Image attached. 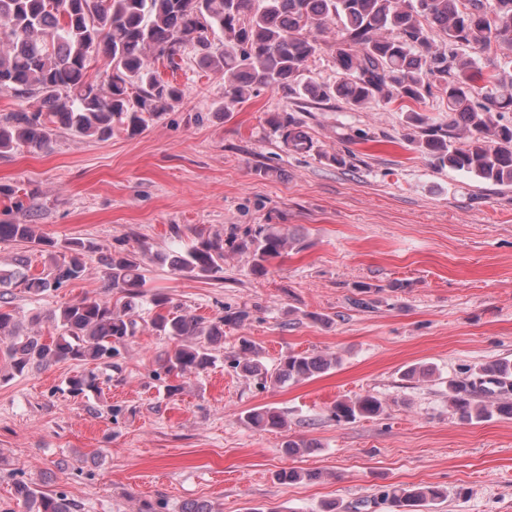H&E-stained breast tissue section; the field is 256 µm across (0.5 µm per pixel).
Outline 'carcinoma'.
<instances>
[{
    "mask_svg": "<svg viewBox=\"0 0 512 512\" xmlns=\"http://www.w3.org/2000/svg\"><path fill=\"white\" fill-rule=\"evenodd\" d=\"M328 24L340 27L343 36L334 55L340 79L316 85L303 71L319 50L316 32ZM430 28L442 33L445 46L431 42ZM216 31L224 34L219 52L210 41ZM494 43L512 47V0H0V92L35 100L0 118V154L19 147L45 151L60 133L107 141L117 126L131 134L143 131L183 98V90L164 80L155 64H174L191 47L208 68L224 74V98L232 103L246 101L259 87L354 107L421 101L436 91L447 102V123L429 124L413 110L407 116L422 129L419 151L436 167L512 185V126L497 119L512 110V74L486 72L475 57ZM98 61L105 69L102 80L91 73ZM285 144L294 152L310 147L307 133L293 120ZM0 202L24 208L19 190L9 185H0ZM2 240L29 243L45 261L37 275L20 272L24 261L17 270L0 269V287L38 295L88 274L90 242L58 244L33 224L1 223ZM291 244L277 225L262 224L237 248L249 252L253 270L263 273ZM99 261L106 269L105 287L119 297L114 302L86 297L61 307L52 315L57 336L49 341L21 333L14 315L0 309V345L15 372L65 360L112 366L117 345L137 332L146 266L166 264L175 272L222 280L224 238L200 231L181 252L107 251ZM151 302L158 311L150 329L173 342L163 369L175 378L207 371L224 327H239L247 317L244 311L228 312L210 322L173 311L164 294H153ZM337 364L334 354L291 352L271 370L247 336L239 337L234 358L240 376L272 387L309 380ZM96 386L93 373L69 380L75 395ZM447 387L448 403L463 423L512 418V359L466 371ZM382 411L381 400L366 394L336 402L332 415L352 422ZM241 420L258 430L285 425L280 411L269 406L252 409ZM318 477L296 469L277 475L285 484ZM14 495L27 512H78L72 499L24 481L14 484ZM446 498L431 486L394 487L383 494L397 512H419Z\"/></svg>",
    "mask_w": 512,
    "mask_h": 512,
    "instance_id": "cac0c4a2",
    "label": "carcinoma"
}]
</instances>
